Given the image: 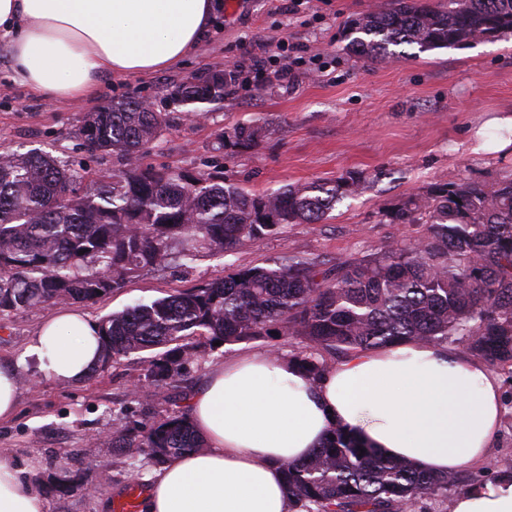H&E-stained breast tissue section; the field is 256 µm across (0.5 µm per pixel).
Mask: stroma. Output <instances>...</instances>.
Listing matches in <instances>:
<instances>
[{
	"mask_svg": "<svg viewBox=\"0 0 512 512\" xmlns=\"http://www.w3.org/2000/svg\"><path fill=\"white\" fill-rule=\"evenodd\" d=\"M223 2L204 40L181 64L148 77L105 78L97 95L84 101L35 98L14 82L0 45V154L37 148L92 176L110 170L116 157L83 149L76 132L86 113L135 95L172 117L145 165L220 173L255 194L333 182L351 173L360 176L363 187L337 203L321 223L282 227L244 241L229 255L200 254L187 268L141 270L124 288L79 304L92 321L235 268L304 256L328 271L370 257L385 245L424 234V225L394 224L387 217L408 199L451 183L492 187L512 179V152H474L472 138L478 128L491 141L512 137V131L489 123L499 113H512V34L425 53L404 45L400 57L370 63L347 48L343 29L380 0H298L291 13L278 10L277 0ZM281 39L296 63L294 80L254 82L251 65L275 54ZM317 53L324 70L320 78L297 63ZM216 72L235 73L237 80L223 100L207 104L204 121L186 119L185 106L171 99L172 90ZM244 123L267 127L258 148L217 149V131ZM60 310L44 303L0 314V362L19 364L21 374L17 412L0 424V449L37 466L47 512H114L129 486L148 489L161 467L144 453L114 450L109 435L188 410L216 364L244 353L288 360L302 348L299 338L282 334L200 348L177 387L169 389L144 380V364L136 355L75 383L25 360L40 325ZM497 375L502 414L490 458L512 460V370Z\"/></svg>",
	"mask_w": 512,
	"mask_h": 512,
	"instance_id": "stroma-1",
	"label": "stroma"
}]
</instances>
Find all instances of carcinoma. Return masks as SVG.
Returning a JSON list of instances; mask_svg holds the SVG:
<instances>
[{
    "label": "carcinoma",
    "mask_w": 512,
    "mask_h": 512,
    "mask_svg": "<svg viewBox=\"0 0 512 512\" xmlns=\"http://www.w3.org/2000/svg\"><path fill=\"white\" fill-rule=\"evenodd\" d=\"M512 31V0H387L344 29L362 58L384 61L395 48L422 53ZM227 75L189 82L172 97L192 111L224 99ZM168 113L127 97L86 113L77 137L91 151L110 152L119 166L94 178L48 153L0 154V312L43 303H87L124 287L145 268L192 263L200 252L228 254L245 240L287 224H317L360 187L351 174L252 194L222 176L154 169L142 160L160 139ZM263 126L220 131L219 148L252 149ZM397 224H426L425 234L372 257L345 261L332 276L312 258L233 269L169 297L139 303L99 322L97 372L146 350L145 378L166 388L183 375L190 350L235 344L282 331L302 339L292 357L321 377L318 351L344 357L416 340L457 346L490 367L512 364V180L438 188L389 213ZM160 463L203 447L175 412L111 437ZM298 512H399L403 504L464 491L455 474L432 476L404 461L363 449L334 429L305 461L281 463Z\"/></svg>",
    "instance_id": "obj_1"
}]
</instances>
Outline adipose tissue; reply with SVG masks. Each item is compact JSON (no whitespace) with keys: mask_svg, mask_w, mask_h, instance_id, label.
Returning a JSON list of instances; mask_svg holds the SVG:
<instances>
[{"mask_svg":"<svg viewBox=\"0 0 512 512\" xmlns=\"http://www.w3.org/2000/svg\"><path fill=\"white\" fill-rule=\"evenodd\" d=\"M220 0H0L14 80L48 100L92 96L105 75L180 62ZM40 370L79 382L99 362L98 326L81 312L45 320L28 348ZM498 377L458 350L404 341L363 350L321 378L243 355L214 366L188 418L205 450L169 462L145 512H290L279 465L308 458L341 426L366 448L431 475L484 464L499 428ZM0 512H46L35 465L0 452ZM451 512H512V474L464 492Z\"/></svg>","mask_w":512,"mask_h":512,"instance_id":"adipose-tissue-1","label":"adipose tissue"}]
</instances>
